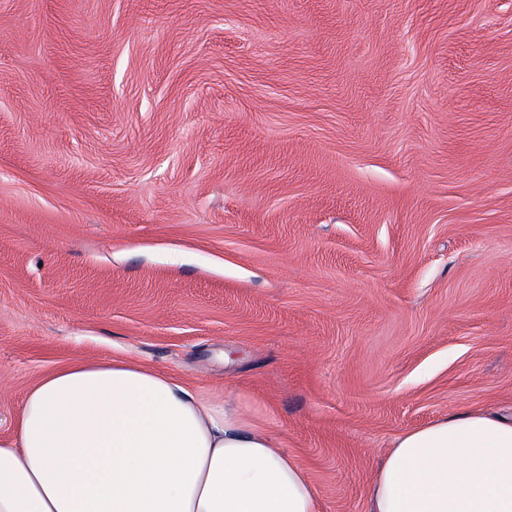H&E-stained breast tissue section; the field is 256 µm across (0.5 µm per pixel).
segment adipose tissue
I'll return each mask as SVG.
<instances>
[{
    "instance_id": "ef3b65f1",
    "label": "adipose tissue",
    "mask_w": 512,
    "mask_h": 512,
    "mask_svg": "<svg viewBox=\"0 0 512 512\" xmlns=\"http://www.w3.org/2000/svg\"><path fill=\"white\" fill-rule=\"evenodd\" d=\"M0 512H322L269 427L128 359L26 393L0 440ZM365 512H512V417L447 415L398 436Z\"/></svg>"
}]
</instances>
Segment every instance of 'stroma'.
<instances>
[{"label":"stroma","mask_w":512,"mask_h":512,"mask_svg":"<svg viewBox=\"0 0 512 512\" xmlns=\"http://www.w3.org/2000/svg\"><path fill=\"white\" fill-rule=\"evenodd\" d=\"M123 356L267 421L323 512L512 412V0H0V438Z\"/></svg>","instance_id":"obj_1"}]
</instances>
